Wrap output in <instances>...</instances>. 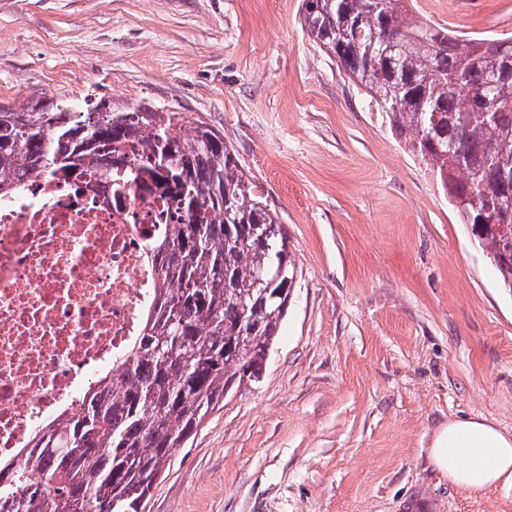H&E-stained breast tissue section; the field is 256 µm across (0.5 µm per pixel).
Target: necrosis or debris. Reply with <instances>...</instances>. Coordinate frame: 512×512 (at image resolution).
<instances>
[{"instance_id": "4bbe7bcc", "label": "necrosis or debris", "mask_w": 512, "mask_h": 512, "mask_svg": "<svg viewBox=\"0 0 512 512\" xmlns=\"http://www.w3.org/2000/svg\"><path fill=\"white\" fill-rule=\"evenodd\" d=\"M126 156L140 180L120 197L99 171L0 197V456L22 460L141 332L157 279L150 245L173 202L148 188L139 142Z\"/></svg>"}]
</instances>
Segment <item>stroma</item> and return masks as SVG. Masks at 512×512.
<instances>
[{
    "mask_svg": "<svg viewBox=\"0 0 512 512\" xmlns=\"http://www.w3.org/2000/svg\"><path fill=\"white\" fill-rule=\"evenodd\" d=\"M500 34L512 0H410ZM304 0H0V104L150 106L219 130L298 275L263 378L176 449L145 512H512L426 454L448 420L512 434V290L432 165L301 27Z\"/></svg>",
    "mask_w": 512,
    "mask_h": 512,
    "instance_id": "35a3bbf8",
    "label": "stroma"
}]
</instances>
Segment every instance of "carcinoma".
<instances>
[{"label": "carcinoma", "mask_w": 512, "mask_h": 512, "mask_svg": "<svg viewBox=\"0 0 512 512\" xmlns=\"http://www.w3.org/2000/svg\"><path fill=\"white\" fill-rule=\"evenodd\" d=\"M408 0H305L301 26L363 86L409 149L430 161L471 234L512 291V36L463 38L415 17ZM397 49L371 47L384 36ZM138 140L156 185L176 199L178 223L151 246L158 296L143 335L77 411L42 428L38 451L0 468V512H144L175 449L244 376L260 377L288 312L297 266L277 214L255 194L219 130L179 112L101 101L75 112L41 98L0 105V195L26 178L110 172ZM286 268L290 282L269 272ZM40 479L32 482L29 472Z\"/></svg>", "instance_id": "cac0c4a2"}]
</instances>
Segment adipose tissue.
<instances>
[{"mask_svg": "<svg viewBox=\"0 0 512 512\" xmlns=\"http://www.w3.org/2000/svg\"><path fill=\"white\" fill-rule=\"evenodd\" d=\"M427 463L471 496L512 484V435L484 419H452L434 434Z\"/></svg>", "mask_w": 512, "mask_h": 512, "instance_id": "adipose-tissue-1", "label": "adipose tissue"}]
</instances>
